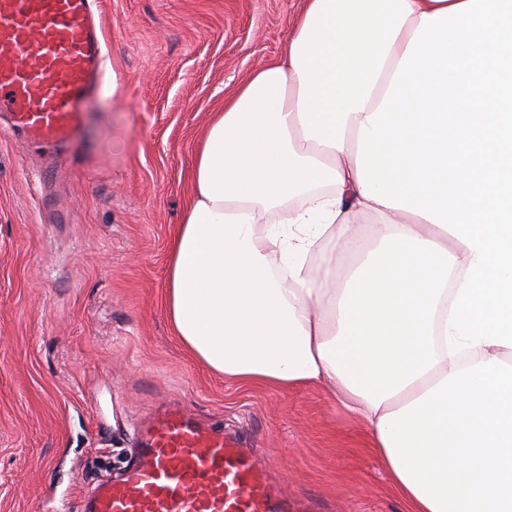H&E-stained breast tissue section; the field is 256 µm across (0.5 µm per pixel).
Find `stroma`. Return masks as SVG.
Masks as SVG:
<instances>
[{
  "mask_svg": "<svg viewBox=\"0 0 512 512\" xmlns=\"http://www.w3.org/2000/svg\"><path fill=\"white\" fill-rule=\"evenodd\" d=\"M302 0H101L109 76L69 160L0 137V512H81L160 405L240 433L312 512H403L323 388L244 387L170 326L171 235L213 112L283 56Z\"/></svg>",
  "mask_w": 512,
  "mask_h": 512,
  "instance_id": "35a3bbf8",
  "label": "stroma"
}]
</instances>
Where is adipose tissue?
<instances>
[{
	"label": "adipose tissue",
	"instance_id": "ef3b65f1",
	"mask_svg": "<svg viewBox=\"0 0 512 512\" xmlns=\"http://www.w3.org/2000/svg\"><path fill=\"white\" fill-rule=\"evenodd\" d=\"M326 236L355 253L310 278ZM172 330L243 386H324L406 512H512V0H304L214 113Z\"/></svg>",
	"mask_w": 512,
	"mask_h": 512
}]
</instances>
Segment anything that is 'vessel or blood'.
Returning a JSON list of instances; mask_svg holds the SVG:
<instances>
[{"label": "vessel or blood", "mask_w": 512, "mask_h": 512, "mask_svg": "<svg viewBox=\"0 0 512 512\" xmlns=\"http://www.w3.org/2000/svg\"><path fill=\"white\" fill-rule=\"evenodd\" d=\"M97 0H0V112L29 142L54 150L78 137L102 82L105 36ZM137 460L96 485L83 512H309L265 478L232 436L181 406L135 433Z\"/></svg>", "instance_id": "vessel-or-blood-1"}]
</instances>
